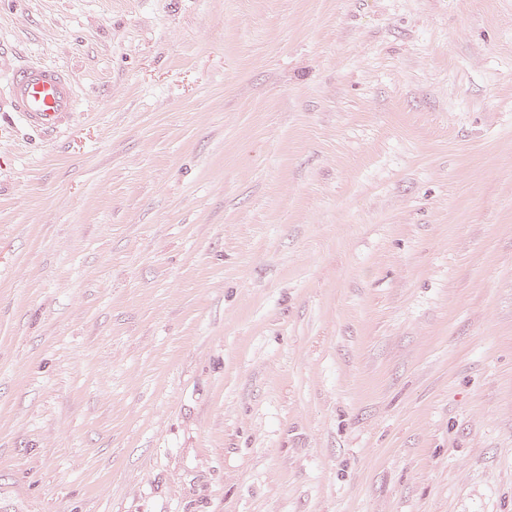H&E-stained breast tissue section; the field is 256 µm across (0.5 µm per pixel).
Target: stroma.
Returning a JSON list of instances; mask_svg holds the SVG:
<instances>
[{
    "label": "stroma",
    "instance_id": "stroma-1",
    "mask_svg": "<svg viewBox=\"0 0 512 512\" xmlns=\"http://www.w3.org/2000/svg\"><path fill=\"white\" fill-rule=\"evenodd\" d=\"M0 512H512V0H0ZM10 112L29 129L52 135L67 129L75 112V88L69 71L50 64H27L8 76Z\"/></svg>",
    "mask_w": 512,
    "mask_h": 512
}]
</instances>
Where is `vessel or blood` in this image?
<instances>
[{
    "label": "vessel or blood",
    "mask_w": 512,
    "mask_h": 512,
    "mask_svg": "<svg viewBox=\"0 0 512 512\" xmlns=\"http://www.w3.org/2000/svg\"><path fill=\"white\" fill-rule=\"evenodd\" d=\"M11 112L29 129L52 135L67 129L75 111V88L69 71L50 64H27L8 76Z\"/></svg>",
    "instance_id": "b4317fda"
}]
</instances>
